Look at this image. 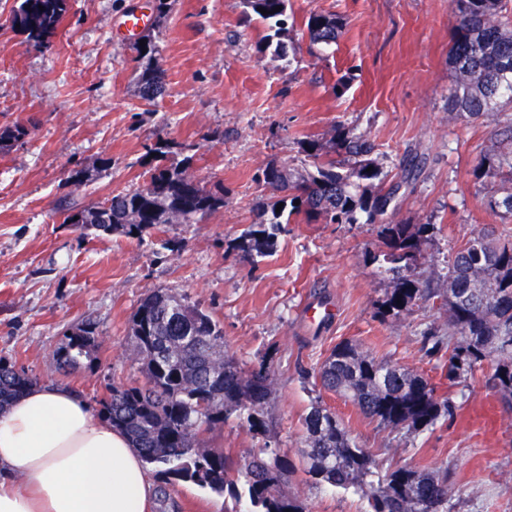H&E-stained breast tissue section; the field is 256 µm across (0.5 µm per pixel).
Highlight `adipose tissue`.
Returning <instances> with one entry per match:
<instances>
[{
    "instance_id": "adipose-tissue-1",
    "label": "adipose tissue",
    "mask_w": 512,
    "mask_h": 512,
    "mask_svg": "<svg viewBox=\"0 0 512 512\" xmlns=\"http://www.w3.org/2000/svg\"><path fill=\"white\" fill-rule=\"evenodd\" d=\"M156 485L127 436L41 380L0 411V512H153Z\"/></svg>"
}]
</instances>
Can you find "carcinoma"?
Segmentation results:
<instances>
[{"label":"carcinoma","mask_w":512,"mask_h":512,"mask_svg":"<svg viewBox=\"0 0 512 512\" xmlns=\"http://www.w3.org/2000/svg\"><path fill=\"white\" fill-rule=\"evenodd\" d=\"M13 22L27 41L49 47L69 10V0H17ZM245 16L258 17L276 43L264 49L283 58L287 44L288 0H243ZM458 18L448 61L454 74L448 111L476 122L494 117L499 128L495 144L477 158L476 178L495 187L486 204L492 212L512 216V8L508 0H450ZM281 7L271 13L275 7ZM267 10L263 14L259 9ZM310 38L326 47L336 43L343 22L334 14L312 12L306 22ZM140 63L139 94L153 100L164 91L156 37L135 46ZM171 166L154 164L170 149L158 139L145 146L148 180L140 188L113 195L83 209L70 208L64 220L80 218L82 228L98 235L143 239L162 224H196L224 209V191L208 190L192 171L194 144ZM308 162L295 179L285 167H267L256 179L293 191L289 207L272 205L270 216L248 230L241 245L262 255L274 247L293 215L307 223L378 224L381 227L372 260L393 288L379 307L384 317L398 318L424 302L448 315L445 335L435 327L421 332L428 351L448 357V380L456 381L493 361L492 388L512 398V242L481 228L447 256L437 281L415 274L428 259L426 247L437 232L430 223H395L390 215L400 191L416 179L424 159L414 156L399 165L396 181H386L376 146L363 133L339 124L323 141L301 142ZM372 171H367V168ZM459 334L463 340H452ZM134 354L145 381L114 384L97 400L98 413L123 431L147 465L157 468L166 483H191L216 493L246 496L254 512H303L288 492L298 472L317 483L368 489L373 512H448V472L401 467L377 482L374 460L343 426L335 411L312 404L303 420L306 448L292 457L278 448L243 451L237 459L207 444L204 435L234 417L265 434L264 406L275 389L274 372L248 370L224 352V333L212 317L184 297L162 290L148 294L131 319ZM97 347L95 328L86 323L69 335L56 352L60 364L77 369ZM321 386L355 405L378 425L415 433L433 427L452 410L435 387L417 372L377 359L357 341L339 343L316 372ZM35 380L0 360V410L22 395Z\"/></svg>","instance_id":"1"}]
</instances>
